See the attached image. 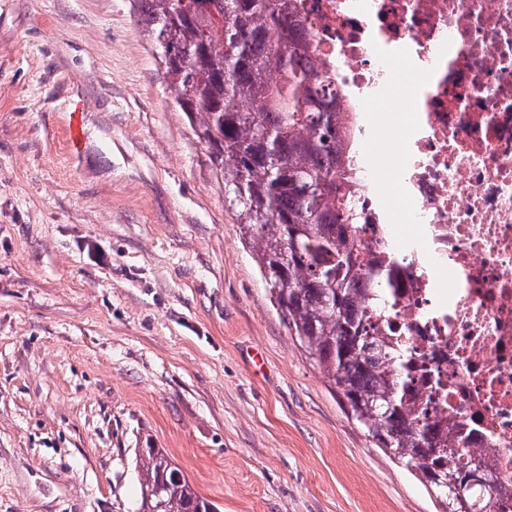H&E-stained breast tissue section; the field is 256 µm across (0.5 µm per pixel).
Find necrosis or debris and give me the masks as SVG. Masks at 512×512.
Here are the masks:
<instances>
[{
  "mask_svg": "<svg viewBox=\"0 0 512 512\" xmlns=\"http://www.w3.org/2000/svg\"><path fill=\"white\" fill-rule=\"evenodd\" d=\"M320 71L339 76L355 140L394 159L391 197L365 153L357 243L399 263L370 333L401 338L431 414L512 485V0H295ZM411 101L394 121L374 103Z\"/></svg>",
  "mask_w": 512,
  "mask_h": 512,
  "instance_id": "1",
  "label": "necrosis or debris"
}]
</instances>
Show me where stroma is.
<instances>
[{
	"mask_svg": "<svg viewBox=\"0 0 512 512\" xmlns=\"http://www.w3.org/2000/svg\"><path fill=\"white\" fill-rule=\"evenodd\" d=\"M149 446L218 512L437 508L288 336L128 0H0V512H131Z\"/></svg>",
	"mask_w": 512,
	"mask_h": 512,
	"instance_id": "obj_1",
	"label": "stroma"
}]
</instances>
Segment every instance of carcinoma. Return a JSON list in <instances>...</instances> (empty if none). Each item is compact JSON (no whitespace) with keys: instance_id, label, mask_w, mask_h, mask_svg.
Masks as SVG:
<instances>
[{"instance_id":"carcinoma-1","label":"carcinoma","mask_w":512,"mask_h":512,"mask_svg":"<svg viewBox=\"0 0 512 512\" xmlns=\"http://www.w3.org/2000/svg\"><path fill=\"white\" fill-rule=\"evenodd\" d=\"M175 103L234 195L288 334L347 416L433 492L440 512H512V491L463 453L473 432L429 415L368 334L386 280L357 248L361 188L336 122V75L318 70L293 0H130ZM137 512H215L161 448H143Z\"/></svg>"}]
</instances>
